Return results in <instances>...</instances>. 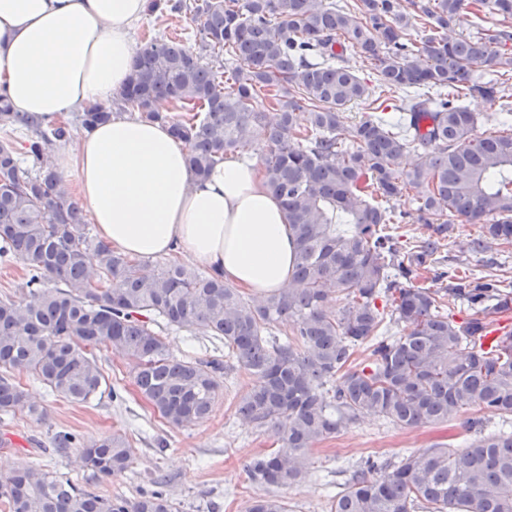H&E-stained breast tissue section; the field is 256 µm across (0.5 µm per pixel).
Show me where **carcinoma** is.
<instances>
[{
    "label": "carcinoma",
    "mask_w": 512,
    "mask_h": 512,
    "mask_svg": "<svg viewBox=\"0 0 512 512\" xmlns=\"http://www.w3.org/2000/svg\"><path fill=\"white\" fill-rule=\"evenodd\" d=\"M408 2L401 11L399 0H202L198 49L148 41L112 103L76 116L87 130L129 108L164 122L199 177L264 142L263 179L287 212L296 251L288 286L259 301L174 257L139 260L90 235L50 159L69 123L20 119L0 95V125L30 132L28 167L14 141L0 140V258L23 262L28 289L22 300L0 299V414L46 415L11 371L89 403L105 392L94 357L105 347L132 362L137 392L170 427L201 423L227 365L175 357L156 327H202L257 378L238 413L279 436L278 448L246 466L262 490L247 512H288L274 490L303 479L315 445L365 413L407 429L483 409L512 417V333L490 351L477 342L485 320L512 303V280L415 284L440 242L423 238L401 253L385 229L406 215L378 202L411 190L415 223L446 224L454 213L484 225L486 238L512 242V133L476 135L463 103L503 99L487 121L512 128V0H470L474 17L495 20L472 37L455 33L464 0ZM224 54L235 64L229 81L214 70ZM355 56L375 71L378 94ZM384 95L400 100L394 111ZM161 101L189 114L161 112ZM355 101L365 115L347 127L342 109ZM409 152L420 162L405 169ZM381 294L398 336L383 331ZM460 296L481 305V317L448 319L445 301ZM78 452L96 480L132 464L121 433ZM377 469L369 461L353 471L331 512H512V432L481 434L465 448L435 443ZM0 501L8 512H174L161 491L105 498L28 465L0 476Z\"/></svg>",
    "instance_id": "obj_1"
}]
</instances>
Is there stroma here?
<instances>
[{
  "mask_svg": "<svg viewBox=\"0 0 512 512\" xmlns=\"http://www.w3.org/2000/svg\"><path fill=\"white\" fill-rule=\"evenodd\" d=\"M162 36L197 48L200 22L193 12L177 13L161 7L148 13L135 29L133 40L140 46ZM483 235L481 225L449 216L439 251L426 261L428 286L445 287V275L451 271L472 279L494 274L511 277L512 244L491 241L483 253H473V241ZM162 335L176 357L224 356L223 343L204 329L190 334L166 329ZM96 360L110 390L87 404L71 403L29 374L20 375L25 390L46 408L47 416L36 421L21 412L0 415V438L11 440L10 446H0V474L31 465L106 497L135 499L159 489L177 512H247L258 490L248 480L245 466L256 452L271 449L277 441L273 428L255 429L237 413L239 398L254 385V378L227 368L210 418L175 429L155 417L137 394L129 360L109 348L97 351ZM115 432L128 438L134 461L122 476L96 482L79 461L77 449ZM65 433L75 436L77 448L61 454L55 449L54 439ZM473 437L459 418L442 425L405 429L377 415L364 414L314 448L308 476L282 490L281 495L291 512H330L331 501L351 470L362 467L367 459L394 463L405 454L439 441L463 448Z\"/></svg>",
  "mask_w": 512,
  "mask_h": 512,
  "instance_id": "1",
  "label": "stroma"
}]
</instances>
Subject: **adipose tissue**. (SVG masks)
<instances>
[{
  "instance_id": "1",
  "label": "adipose tissue",
  "mask_w": 512,
  "mask_h": 512,
  "mask_svg": "<svg viewBox=\"0 0 512 512\" xmlns=\"http://www.w3.org/2000/svg\"><path fill=\"white\" fill-rule=\"evenodd\" d=\"M149 3L0 0V94L45 123L110 103L133 73L131 32ZM54 163L76 176L99 237L125 254H179L261 295L291 276L287 214L248 157L197 177L166 126L129 116L82 133Z\"/></svg>"
}]
</instances>
